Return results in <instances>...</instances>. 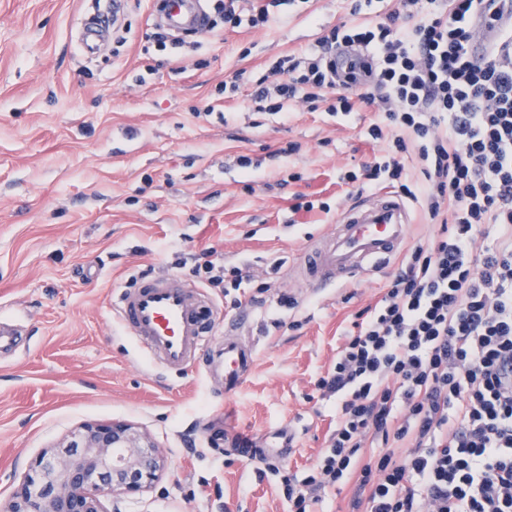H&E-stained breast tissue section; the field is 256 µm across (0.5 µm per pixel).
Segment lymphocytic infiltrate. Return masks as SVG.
<instances>
[{
	"label": "lymphocytic infiltrate",
	"mask_w": 512,
	"mask_h": 512,
	"mask_svg": "<svg viewBox=\"0 0 512 512\" xmlns=\"http://www.w3.org/2000/svg\"><path fill=\"white\" fill-rule=\"evenodd\" d=\"M371 4L352 0L351 21L275 61L252 101L274 114L324 101L343 117L378 106L365 136L384 153L340 180L398 184L440 230L410 246L318 379L336 427L315 468L269 471L288 512L352 480L348 512H512V29L475 60L485 0H397L379 21ZM342 45L366 59L338 70Z\"/></svg>",
	"instance_id": "obj_1"
}]
</instances>
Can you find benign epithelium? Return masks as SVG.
<instances>
[{
	"label": "benign epithelium",
	"instance_id": "1",
	"mask_svg": "<svg viewBox=\"0 0 512 512\" xmlns=\"http://www.w3.org/2000/svg\"><path fill=\"white\" fill-rule=\"evenodd\" d=\"M64 447L42 456L0 512H119L122 498L148 492L165 467L150 436L126 421L85 424Z\"/></svg>",
	"mask_w": 512,
	"mask_h": 512
}]
</instances>
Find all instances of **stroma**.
Segmentation results:
<instances>
[{"label": "stroma", "instance_id": "stroma-1", "mask_svg": "<svg viewBox=\"0 0 512 512\" xmlns=\"http://www.w3.org/2000/svg\"><path fill=\"white\" fill-rule=\"evenodd\" d=\"M157 2L125 0L116 18L112 0H0V321L24 329L18 350L0 354V504L80 426L123 420L151 435L166 466L121 512H288L265 460L244 462L209 434L291 437L283 466L307 473L334 427L315 383L383 294V273L325 293L300 285L302 243L336 216L289 210L295 193L355 202L336 176L380 151L362 134L377 108L344 120L251 108L267 66L350 20L351 2L300 0L264 27L179 34L159 23ZM92 20L104 37L88 57L79 39ZM289 141L300 152L275 156ZM286 166L301 179L283 188ZM209 248L249 265L248 292L266 299L240 331L256 361L229 398L205 357L158 368L112 313L139 278L199 284L191 266Z\"/></svg>", "mask_w": 512, "mask_h": 512}]
</instances>
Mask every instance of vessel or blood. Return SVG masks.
Segmentation results:
<instances>
[{"instance_id": "obj_1", "label": "vessel or blood", "mask_w": 512, "mask_h": 512, "mask_svg": "<svg viewBox=\"0 0 512 512\" xmlns=\"http://www.w3.org/2000/svg\"><path fill=\"white\" fill-rule=\"evenodd\" d=\"M165 4L163 20L171 29L201 28L203 0H165ZM494 9L499 14L495 25H488L482 16L475 20L482 36L472 42V55L485 54L500 29L512 27V0H495ZM412 222V211L400 194L384 192L359 201L339 215L331 234L302 246L298 267L317 292L382 273L401 252ZM205 304L198 287L166 275L141 280L121 291L112 307L122 327L137 338L156 365L183 369L199 351L208 350L207 367L223 376L224 394L230 397L245 383L256 350L238 338L243 325L239 319L228 321L223 342L212 343ZM224 445L248 462L267 454L253 441L231 433L225 434Z\"/></svg>"}]
</instances>
